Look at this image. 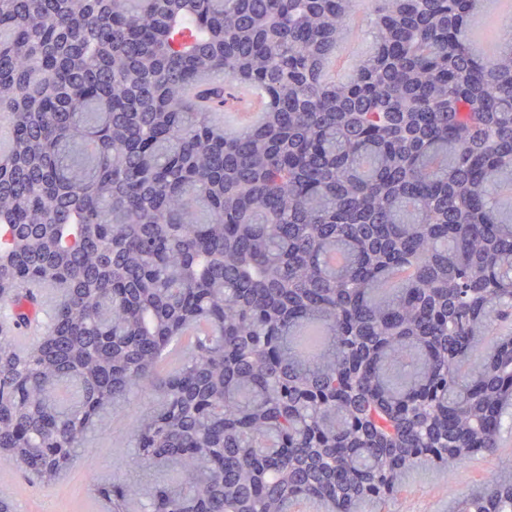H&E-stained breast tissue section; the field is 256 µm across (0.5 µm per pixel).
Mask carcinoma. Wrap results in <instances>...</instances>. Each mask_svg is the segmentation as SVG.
Here are the masks:
<instances>
[{"mask_svg":"<svg viewBox=\"0 0 512 512\" xmlns=\"http://www.w3.org/2000/svg\"><path fill=\"white\" fill-rule=\"evenodd\" d=\"M349 2L0 0V316L55 293L40 340L0 334L29 482L139 395L109 512H380L512 431V46L470 52L476 0H374L329 84ZM241 83L270 103L232 132ZM454 512H512V470ZM359 53L360 50L354 49L336 50V58L342 61V68L336 71V74H333V66L330 62L324 69L325 81L333 83L351 78L356 70Z\"/></svg>","mask_w":512,"mask_h":512,"instance_id":"carcinoma-1","label":"carcinoma"}]
</instances>
